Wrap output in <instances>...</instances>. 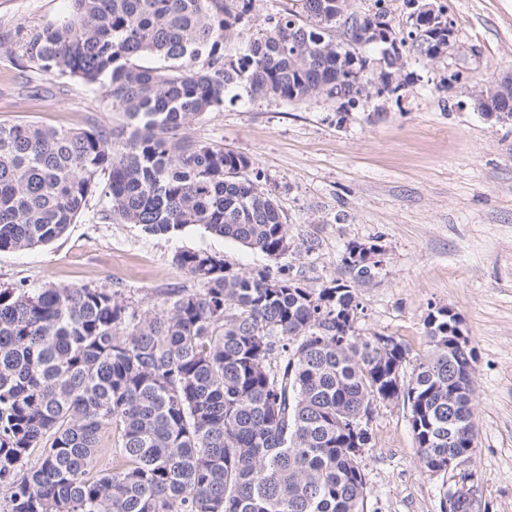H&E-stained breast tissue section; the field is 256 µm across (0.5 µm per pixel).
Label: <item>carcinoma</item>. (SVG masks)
I'll return each instance as SVG.
<instances>
[{"instance_id": "obj_1", "label": "carcinoma", "mask_w": 512, "mask_h": 512, "mask_svg": "<svg viewBox=\"0 0 512 512\" xmlns=\"http://www.w3.org/2000/svg\"><path fill=\"white\" fill-rule=\"evenodd\" d=\"M69 2L60 20L0 34V48L100 93L126 123H0V252L60 238L97 195L104 219L153 235L200 226L278 260L296 246L276 199L247 176L250 158L184 130L240 89L353 110L369 101L357 75L448 55L444 11L417 0H402L405 32L395 0H292L235 58L224 44L254 0ZM482 111L512 124V96ZM376 248L348 243L343 276L321 284L182 250L173 261L194 287L147 308L105 286L1 288L3 512H366L370 415L400 399L426 471L469 461L477 427L462 365L475 348L456 350L458 314L439 307L406 377V344L360 332L356 286L374 279ZM473 479L446 493L452 512H473Z\"/></svg>"}]
</instances>
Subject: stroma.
<instances>
[{"label": "stroma", "mask_w": 512, "mask_h": 512, "mask_svg": "<svg viewBox=\"0 0 512 512\" xmlns=\"http://www.w3.org/2000/svg\"><path fill=\"white\" fill-rule=\"evenodd\" d=\"M455 30L454 52L409 60L400 95L339 118L320 99L225 102L186 134L248 156L251 179L280 205L297 244L285 264L326 282L341 276L348 242L377 244L381 263L358 296V327L404 342L405 372L427 352L425 320L450 307L476 348L475 474L485 512H512V125L486 119L469 92L487 68L512 75V0H434ZM67 0H0V31L61 17ZM123 123L99 95L21 71L0 49V123L79 127ZM90 200L54 242L0 252V288L97 285L153 303L192 282L173 256L223 255L233 268L268 265L258 252L200 227L151 235L101 218ZM365 448L367 512H446L457 473L432 475L419 460L403 403L378 404Z\"/></svg>", "instance_id": "stroma-1"}]
</instances>
